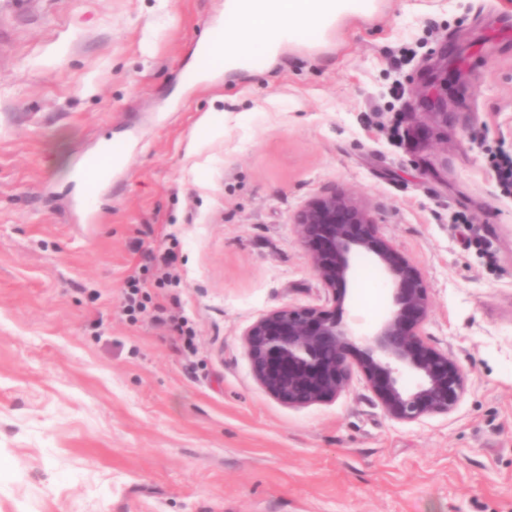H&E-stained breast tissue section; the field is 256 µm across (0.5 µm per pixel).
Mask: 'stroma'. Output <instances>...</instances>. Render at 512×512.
Segmentation results:
<instances>
[{
	"label": "stroma",
	"mask_w": 512,
	"mask_h": 512,
	"mask_svg": "<svg viewBox=\"0 0 512 512\" xmlns=\"http://www.w3.org/2000/svg\"><path fill=\"white\" fill-rule=\"evenodd\" d=\"M225 0L0 9V512H512V0H376L265 65L186 73ZM447 53L448 120L426 113ZM125 159L84 223L77 166ZM346 192L416 266L421 332L468 374L448 415L391 418L360 375L291 407L244 332L292 304L369 332L371 256L343 308L294 224ZM175 248L200 362L123 313Z\"/></svg>",
	"instance_id": "obj_1"
}]
</instances>
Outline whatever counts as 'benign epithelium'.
<instances>
[{"label": "benign epithelium", "instance_id": "1", "mask_svg": "<svg viewBox=\"0 0 512 512\" xmlns=\"http://www.w3.org/2000/svg\"><path fill=\"white\" fill-rule=\"evenodd\" d=\"M431 87L432 116L443 118L448 98L441 84ZM294 224L313 272L333 291L347 284L358 256L373 255L389 287L390 308L367 334L356 333L322 307L272 310L244 332L260 385L280 402L302 407L337 398L356 370L395 419L412 422L452 413L466 392L468 375L423 337L430 304L421 273L378 236L371 211L348 193H334L299 210ZM355 346L361 358L353 362ZM406 373L417 377L412 389L402 384Z\"/></svg>", "mask_w": 512, "mask_h": 512}]
</instances>
